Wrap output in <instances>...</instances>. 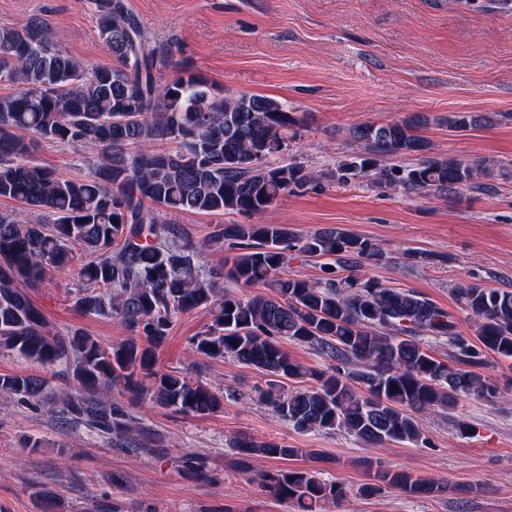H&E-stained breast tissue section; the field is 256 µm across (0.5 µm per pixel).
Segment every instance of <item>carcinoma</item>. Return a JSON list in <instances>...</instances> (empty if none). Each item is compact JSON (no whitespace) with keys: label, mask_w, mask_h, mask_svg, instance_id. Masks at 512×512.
Instances as JSON below:
<instances>
[{"label":"carcinoma","mask_w":512,"mask_h":512,"mask_svg":"<svg viewBox=\"0 0 512 512\" xmlns=\"http://www.w3.org/2000/svg\"><path fill=\"white\" fill-rule=\"evenodd\" d=\"M99 36L112 52L110 67L87 68L65 53L61 32L42 17L0 26V198L42 211L30 223L0 213V352L47 369L51 377L0 374V394L26 405L56 406L91 431L119 441L140 433L137 419L101 398L119 386L137 399L195 417L224 411V395L178 371L156 368L175 319L208 317L188 338L209 360L226 358L268 377L257 402L295 429L342 431L367 448L389 442L426 444L419 416L452 411L463 398L489 403L498 386L479 368L493 354L512 361V290L479 285L455 289L474 323L466 337L455 316L416 292L360 274L383 252L370 240L326 226L298 234L286 224H259L285 194L313 190L327 179L345 186L365 179L438 197L494 188L512 176V163L464 161L432 153L417 134L428 118L414 116L353 125L345 134L366 145L316 173L282 158L302 119L287 102L239 92L226 94L172 51L151 45L126 0H94ZM478 118L453 112L448 128ZM41 140L84 143L100 157L84 178H63L31 159ZM172 142L161 152L157 145ZM409 158L408 166L395 159ZM184 212L238 214L249 221L217 224L206 246L227 252L222 266L201 264L202 250L174 216ZM79 265L75 308L119 320L129 335L105 346L80 327L56 329L30 291L47 271ZM323 258L317 281L290 273L292 262ZM233 282L251 288L238 294ZM427 337L448 344L443 361L423 347ZM311 348L316 369L290 357L282 343ZM72 384L65 392L50 378ZM237 469L262 457L290 462L330 459L315 448L239 437L231 441ZM323 470L286 466L258 474L260 486L297 512L339 507L347 489ZM394 489L422 497L446 490L406 471L376 470L363 496Z\"/></svg>","instance_id":"carcinoma-1"}]
</instances>
